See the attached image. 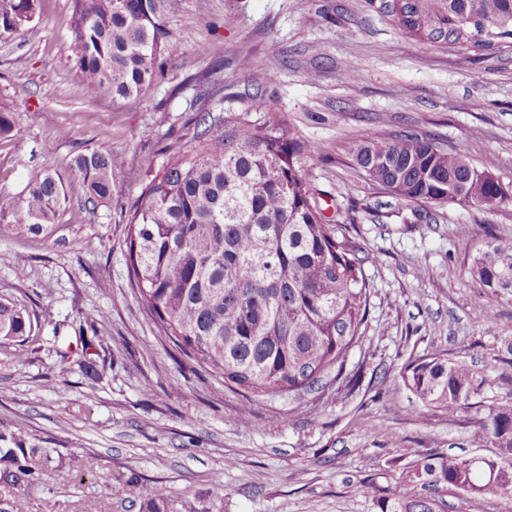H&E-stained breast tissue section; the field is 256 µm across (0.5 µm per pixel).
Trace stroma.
Masks as SVG:
<instances>
[{
	"mask_svg": "<svg viewBox=\"0 0 512 512\" xmlns=\"http://www.w3.org/2000/svg\"><path fill=\"white\" fill-rule=\"evenodd\" d=\"M71 23L72 0H38L33 22L0 36V106L17 116L0 140V191L20 193L39 172L68 178L86 151L120 160L105 205L74 192L47 231L0 239V297L34 324L24 345L0 339V430L75 466L69 485L46 471L30 512H138L124 491L133 473L169 488L166 512H379L361 486L394 483L418 457L493 455L476 409L424 406L402 375L436 353L500 372L512 292L476 310L483 288L470 269L487 242L512 243V205L407 203L366 180L343 144L413 134L478 167L493 159L512 188V43L412 40L386 0H177L164 80L116 100L90 97ZM243 56L254 71L237 67ZM349 66L360 74L350 85ZM250 105L317 146L305 174L326 216H353L370 290L365 342L347 358L353 384L247 411L160 331L126 240L145 161L161 166L201 110ZM89 315L96 328H83Z\"/></svg>",
	"mask_w": 512,
	"mask_h": 512,
	"instance_id": "obj_1",
	"label": "stroma"
}]
</instances>
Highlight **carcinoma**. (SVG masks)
Returning a JSON list of instances; mask_svg holds the SVG:
<instances>
[{
	"instance_id": "1",
	"label": "carcinoma",
	"mask_w": 512,
	"mask_h": 512,
	"mask_svg": "<svg viewBox=\"0 0 512 512\" xmlns=\"http://www.w3.org/2000/svg\"><path fill=\"white\" fill-rule=\"evenodd\" d=\"M37 0H0V34L29 24ZM177 0H72L78 69L93 91L112 99L142 98L165 76V54L176 39L166 25ZM388 11L404 33L420 41L479 50L481 25L512 39V0H390ZM159 170L147 165L145 182L128 219L132 279L161 331L188 358L249 391L245 408L272 394H297L325 375L339 380L349 352L363 342L367 315L364 264L345 224L323 214L301 160L317 148L299 139L278 112L251 108L214 115L205 109L194 133L169 147ZM344 152L374 184L410 203L456 202L449 186L467 190L468 204H511L499 184L482 179L464 156L404 134L351 139ZM115 160L92 151L78 155L71 183L33 175L25 193L0 192V235L39 234L52 223L72 183L85 202L112 199ZM471 274L486 291V309L512 289V244L491 242L474 258ZM33 323L25 307L0 298V338L25 342ZM506 368L490 377L474 364L442 355L418 359L405 385L426 406L448 416L483 409L484 437L497 449L490 463L466 456H423L402 480L380 490V512H439L436 494L456 492L455 512H476L488 497L512 500V339L504 342ZM49 468L68 484L72 474L22 435L0 431V474L20 472L18 494L0 512H29V492ZM140 512H161L169 491L144 490L139 476L125 480Z\"/></svg>"
}]
</instances>
